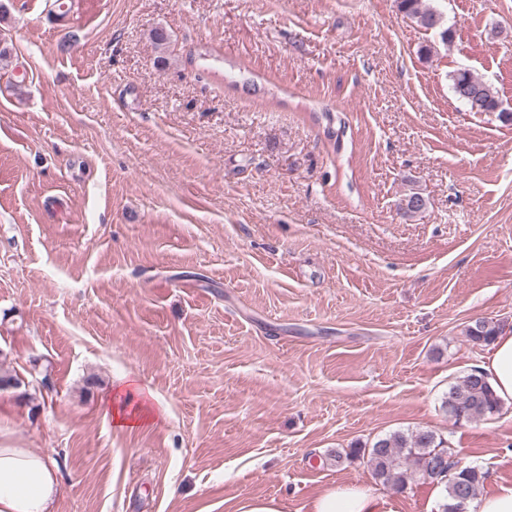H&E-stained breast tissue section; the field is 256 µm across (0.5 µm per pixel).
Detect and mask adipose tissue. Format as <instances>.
Wrapping results in <instances>:
<instances>
[{
	"label": "adipose tissue",
	"mask_w": 512,
	"mask_h": 512,
	"mask_svg": "<svg viewBox=\"0 0 512 512\" xmlns=\"http://www.w3.org/2000/svg\"><path fill=\"white\" fill-rule=\"evenodd\" d=\"M482 370L498 398L512 405V331L500 333L494 352ZM123 407L113 410L118 428H133L149 421V390L134 381L116 389ZM59 492L58 470L49 453L0 446V512H54ZM384 499L355 486L324 490L312 503V512H386Z\"/></svg>",
	"instance_id": "ef3b65f1"
}]
</instances>
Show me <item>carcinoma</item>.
Segmentation results:
<instances>
[{"label": "carcinoma", "mask_w": 512, "mask_h": 512, "mask_svg": "<svg viewBox=\"0 0 512 512\" xmlns=\"http://www.w3.org/2000/svg\"><path fill=\"white\" fill-rule=\"evenodd\" d=\"M399 11L410 20L426 30L440 31L441 38L448 39V29L444 28L441 13L424 6L423 0H398ZM453 94L472 112H495L504 123H512V112L502 108V102L494 88L483 79L466 69H460L450 75ZM335 117L330 112L316 116V121L323 125V135L333 144L340 142L345 126L334 128ZM429 200L420 191H413L405 199L406 212L421 213L426 210ZM500 333L498 322L477 319L467 326L468 341L476 346H485L495 340ZM501 403L479 369H472L450 387L442 401V408L454 422H470L493 415L500 409ZM444 450V441L437 434L426 428L396 431L377 439L369 449L352 448L347 456L357 457L367 453L368 464L374 477L384 485L397 490L404 489L409 483L425 477L429 465L440 457ZM443 475L438 482L444 485L446 503L444 512H457L461 502L471 503L479 495L485 473L476 467L462 468Z\"/></svg>", "instance_id": "1"}]
</instances>
